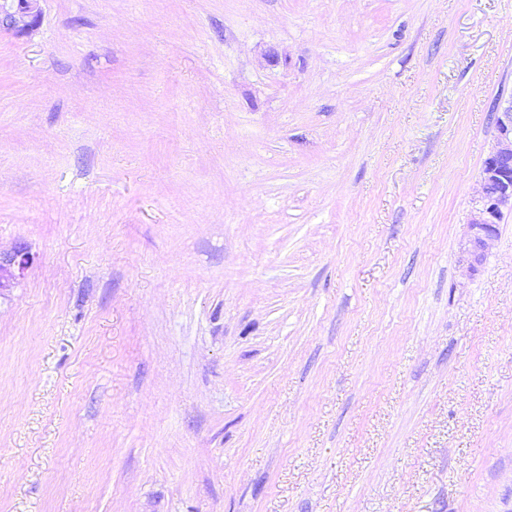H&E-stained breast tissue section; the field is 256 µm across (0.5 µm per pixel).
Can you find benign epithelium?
Returning <instances> with one entry per match:
<instances>
[{"label": "benign epithelium", "instance_id": "benign-epithelium-1", "mask_svg": "<svg viewBox=\"0 0 512 512\" xmlns=\"http://www.w3.org/2000/svg\"><path fill=\"white\" fill-rule=\"evenodd\" d=\"M40 0H0V32L27 34L40 22ZM496 139L481 175V205L469 224L468 271L481 264L493 241L504 211L512 212V97L499 101L494 112ZM24 246L0 251V296L14 287L30 263Z\"/></svg>", "mask_w": 512, "mask_h": 512}]
</instances>
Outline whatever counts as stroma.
<instances>
[{
  "instance_id": "stroma-1",
  "label": "stroma",
  "mask_w": 512,
  "mask_h": 512,
  "mask_svg": "<svg viewBox=\"0 0 512 512\" xmlns=\"http://www.w3.org/2000/svg\"><path fill=\"white\" fill-rule=\"evenodd\" d=\"M40 7L0 512H512V214L463 253L512 0Z\"/></svg>"
}]
</instances>
